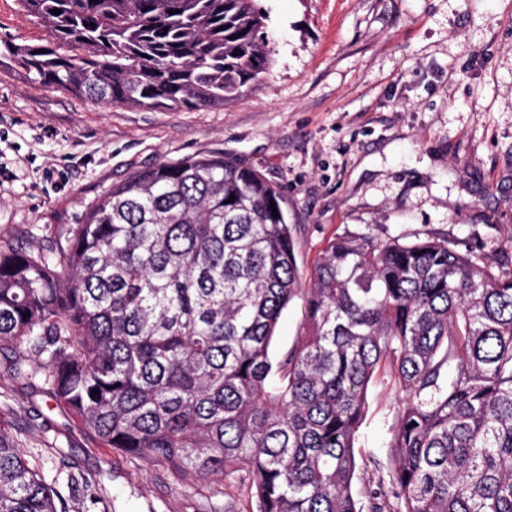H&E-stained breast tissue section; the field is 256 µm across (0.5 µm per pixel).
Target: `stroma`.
<instances>
[{
  "mask_svg": "<svg viewBox=\"0 0 512 512\" xmlns=\"http://www.w3.org/2000/svg\"><path fill=\"white\" fill-rule=\"evenodd\" d=\"M259 4L272 60L221 107L106 106L0 70V246L46 247L133 172L195 156L281 189L306 277L347 233L512 245V0ZM0 36L46 39L18 0H0ZM40 384L14 377L0 353V424L56 478L68 512H252L249 485L186 481L96 446ZM396 403L389 376H377L359 456L386 458Z\"/></svg>",
  "mask_w": 512,
  "mask_h": 512,
  "instance_id": "stroma-1",
  "label": "stroma"
}]
</instances>
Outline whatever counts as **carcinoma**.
<instances>
[{"label":"carcinoma","mask_w":512,"mask_h":512,"mask_svg":"<svg viewBox=\"0 0 512 512\" xmlns=\"http://www.w3.org/2000/svg\"><path fill=\"white\" fill-rule=\"evenodd\" d=\"M19 2L51 41L0 37V66L105 105L222 106L271 55L257 0ZM485 248L346 234L305 288L286 199L258 171L162 161L48 249L0 247V348L22 350L14 374L40 376L94 443L184 480L235 476L255 512H512V252L493 269ZM295 298L303 332L275 359ZM385 368L387 462L360 461ZM368 466L376 480L353 490ZM59 500L0 428V512Z\"/></svg>","instance_id":"obj_1"}]
</instances>
